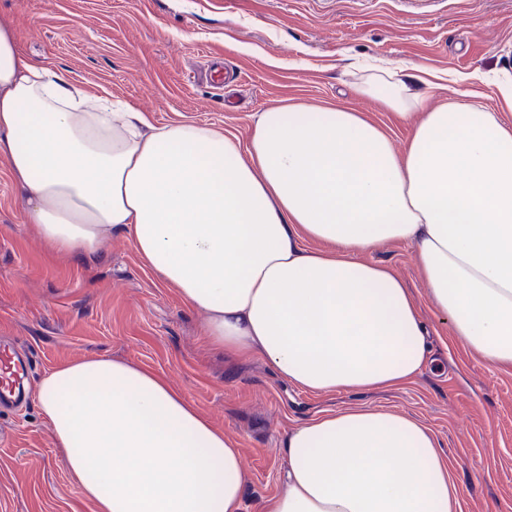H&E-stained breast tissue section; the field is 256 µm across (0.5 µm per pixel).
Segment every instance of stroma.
Listing matches in <instances>:
<instances>
[{
    "label": "stroma",
    "mask_w": 512,
    "mask_h": 512,
    "mask_svg": "<svg viewBox=\"0 0 512 512\" xmlns=\"http://www.w3.org/2000/svg\"><path fill=\"white\" fill-rule=\"evenodd\" d=\"M20 52L151 123L196 122L247 142L257 112L284 99L365 113L403 151L409 130L358 97L350 62L379 58L448 74L427 101L497 110L475 71L512 77V0H0ZM362 260L403 279L428 330L433 365L398 388L312 393L258 356L211 344L185 306L113 236L95 256L49 249L0 158V336L36 356V374L106 356L163 373L234 440L246 468L244 512L281 491L288 431L366 404L430 428L459 491V512H512V367L455 340L431 303L412 245ZM0 512H96L70 474L38 404L0 416Z\"/></svg>",
    "instance_id": "35a3bbf8"
}]
</instances>
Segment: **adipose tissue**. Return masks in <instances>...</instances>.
<instances>
[{"label": "adipose tissue", "instance_id": "adipose-tissue-1", "mask_svg": "<svg viewBox=\"0 0 512 512\" xmlns=\"http://www.w3.org/2000/svg\"><path fill=\"white\" fill-rule=\"evenodd\" d=\"M436 76L369 68L357 93L411 128L404 153L359 113L281 102L248 144L195 122L153 125L24 57L0 21V155L45 244L90 256L127 235L206 316L225 351L260 355L311 392L413 381L427 331L401 277L360 260L406 242L451 333L512 365V83L501 112L429 110ZM40 408L98 512H242L234 442L161 373L108 357L58 366ZM284 489L262 512H457L435 434L358 404L284 439Z\"/></svg>", "mask_w": 512, "mask_h": 512}]
</instances>
